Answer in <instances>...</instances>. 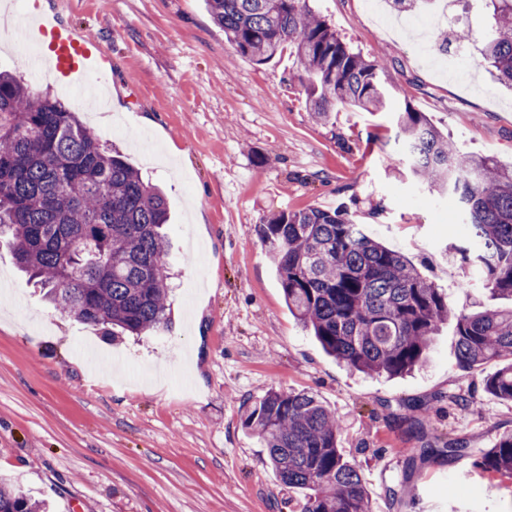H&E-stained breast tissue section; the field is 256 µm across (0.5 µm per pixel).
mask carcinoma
<instances>
[{
    "mask_svg": "<svg viewBox=\"0 0 512 512\" xmlns=\"http://www.w3.org/2000/svg\"><path fill=\"white\" fill-rule=\"evenodd\" d=\"M230 45L257 64L297 60L305 104L325 120L338 107H387L380 65L348 49L308 0H205ZM488 25L479 52L512 86V0H482ZM415 178L458 196L475 247L455 246L460 266L496 296L512 298V166L490 155H459L422 112L398 116ZM164 194L119 151L104 145L77 113L0 72V238L18 267L62 314L140 335L165 324L169 276L162 226ZM289 312L323 350L365 374L402 375L428 360L448 320V296L355 223L345 207L282 211L256 226ZM454 316L457 358L472 369L512 356V309ZM512 400V362L485 380ZM244 425L267 448L290 487L307 490L302 512H370L359 464L339 448L340 419L308 392L271 390ZM463 441L409 448L407 463L464 454ZM474 466L512 480V431L500 434ZM0 512H42L0 476Z\"/></svg>",
    "mask_w": 512,
    "mask_h": 512,
    "instance_id": "carcinoma-1",
    "label": "carcinoma"
}]
</instances>
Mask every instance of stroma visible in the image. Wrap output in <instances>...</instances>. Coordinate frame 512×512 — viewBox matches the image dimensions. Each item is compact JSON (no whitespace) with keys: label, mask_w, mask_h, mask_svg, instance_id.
I'll list each match as a JSON object with an SVG mask.
<instances>
[{"label":"stroma","mask_w":512,"mask_h":512,"mask_svg":"<svg viewBox=\"0 0 512 512\" xmlns=\"http://www.w3.org/2000/svg\"><path fill=\"white\" fill-rule=\"evenodd\" d=\"M309 5L382 65L385 111L317 119L295 59L259 65L240 55L204 0H0L1 11L58 17L101 46L108 63L69 86L49 64L27 69L29 43L0 29V70L53 89L162 188L171 211L169 322L142 336L113 340L55 311L0 245V473L52 512H299L305 490L282 484L242 425L270 390L314 393L339 417L340 446L358 461L373 512H512V489L474 466L512 429V402L483 391L499 362L461 369L449 321L421 369L349 370L289 313L255 232L274 213L344 206L453 308L512 306L449 262L467 234L447 198L410 175L396 125L411 107L459 153L512 165V90L489 79L477 54L468 81L440 75L415 33L383 25L366 0ZM92 82L104 87L106 112L85 108ZM467 389L473 406L449 402ZM420 403L426 439H462L468 455L407 465L400 451L415 444L409 415ZM461 469L465 490L450 494Z\"/></svg>","instance_id":"1"}]
</instances>
